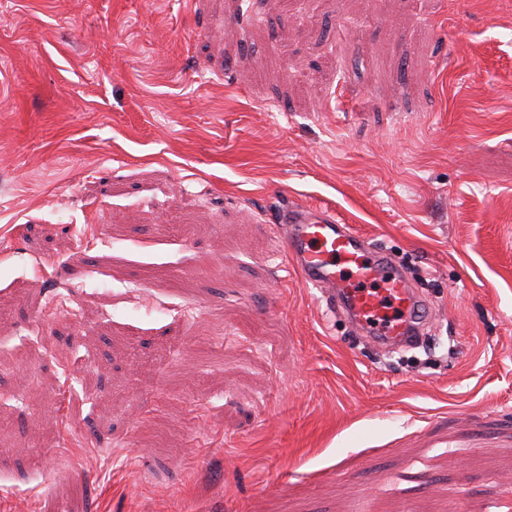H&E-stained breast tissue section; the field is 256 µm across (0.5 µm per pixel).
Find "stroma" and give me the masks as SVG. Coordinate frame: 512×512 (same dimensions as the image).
<instances>
[{
	"instance_id": "stroma-1",
	"label": "stroma",
	"mask_w": 512,
	"mask_h": 512,
	"mask_svg": "<svg viewBox=\"0 0 512 512\" xmlns=\"http://www.w3.org/2000/svg\"><path fill=\"white\" fill-rule=\"evenodd\" d=\"M384 245L390 359L286 257ZM0 512H512V0H0ZM279 224L287 258L306 287L320 291L327 310L345 316L380 353L409 346L435 320L387 249L327 210L295 204L282 212Z\"/></svg>"
}]
</instances>
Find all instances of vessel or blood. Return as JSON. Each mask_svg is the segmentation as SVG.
Returning a JSON list of instances; mask_svg holds the SVG:
<instances>
[{"mask_svg": "<svg viewBox=\"0 0 512 512\" xmlns=\"http://www.w3.org/2000/svg\"><path fill=\"white\" fill-rule=\"evenodd\" d=\"M279 222L289 262L306 287L320 291L328 311L345 316L379 352L409 346L434 321L432 308L384 246L321 208L295 204Z\"/></svg>", "mask_w": 512, "mask_h": 512, "instance_id": "vessel-or-blood-1", "label": "vessel or blood"}]
</instances>
